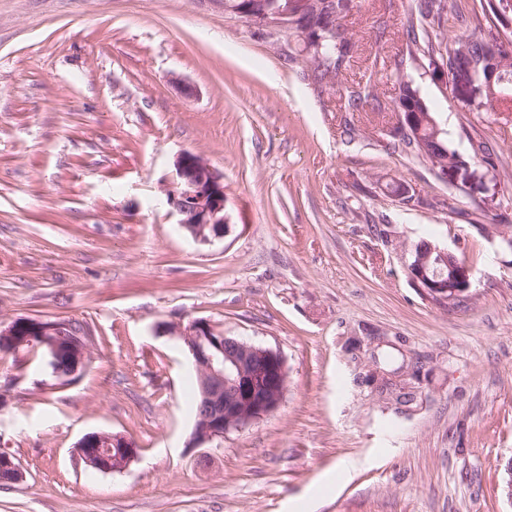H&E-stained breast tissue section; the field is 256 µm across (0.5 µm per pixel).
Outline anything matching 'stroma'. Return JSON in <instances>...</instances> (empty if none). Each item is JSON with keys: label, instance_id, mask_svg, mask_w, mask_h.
Returning a JSON list of instances; mask_svg holds the SVG:
<instances>
[{"label": "stroma", "instance_id": "obj_1", "mask_svg": "<svg viewBox=\"0 0 512 512\" xmlns=\"http://www.w3.org/2000/svg\"><path fill=\"white\" fill-rule=\"evenodd\" d=\"M409 7L352 0L351 61L318 85L302 35L224 0H0V324L91 330L72 375L0 352V452L23 471L0 512H512V112L443 94ZM369 80L379 106L345 109ZM403 80L467 189L401 144ZM186 151L224 176L223 237L196 240L167 202ZM424 239L471 266L463 305L413 286ZM195 319L288 368L274 412L200 448L168 332ZM94 431L138 458L91 470L75 445Z\"/></svg>", "mask_w": 512, "mask_h": 512}]
</instances>
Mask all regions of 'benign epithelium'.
Returning <instances> with one entry per match:
<instances>
[{"instance_id": "benign-epithelium-1", "label": "benign epithelium", "mask_w": 512, "mask_h": 512, "mask_svg": "<svg viewBox=\"0 0 512 512\" xmlns=\"http://www.w3.org/2000/svg\"><path fill=\"white\" fill-rule=\"evenodd\" d=\"M297 17L282 10L266 19L259 28L292 31ZM443 91L457 97L475 98L499 81L498 70L487 73L483 83L463 78L438 67ZM439 134L437 124L426 114H410L406 126L422 131L424 126ZM175 181L168 200L182 216L180 224L196 239L207 241L220 237L225 228V196L223 175L200 155L183 153L175 162ZM416 287L439 303L451 306L469 290L471 270L452 252L438 247L411 253L408 264ZM26 326L38 336L39 347L50 360L66 353L71 356L73 370L84 365L87 342L76 326L63 320L26 319ZM172 332L187 347L201 389L200 405L191 441L196 447L241 430L274 411L282 400L288 383V371L282 355L272 349L226 336L210 321L196 319L186 326L176 325ZM0 341L13 349L27 345L17 322L0 328ZM77 454L88 467L109 473L125 469L139 456L136 444L123 436L102 432L85 434L77 443ZM23 478L17 459L0 453V480L15 483Z\"/></svg>"}]
</instances>
